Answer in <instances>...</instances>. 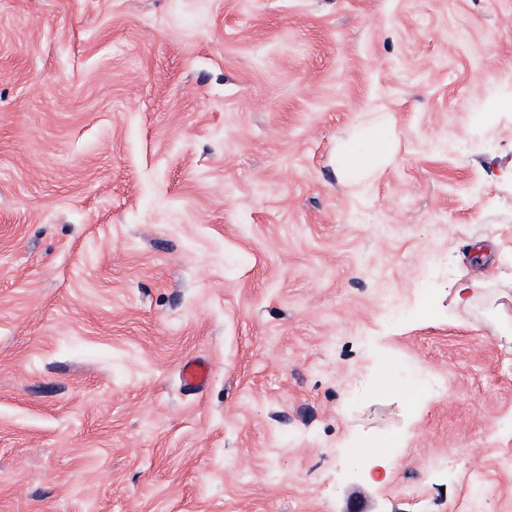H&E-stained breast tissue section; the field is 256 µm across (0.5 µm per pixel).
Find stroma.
<instances>
[{
	"instance_id": "35a3bbf8",
	"label": "stroma",
	"mask_w": 512,
	"mask_h": 512,
	"mask_svg": "<svg viewBox=\"0 0 512 512\" xmlns=\"http://www.w3.org/2000/svg\"><path fill=\"white\" fill-rule=\"evenodd\" d=\"M501 101L512 0H0V512H512ZM181 376L185 385L201 387L208 379L209 369L204 361H191L182 366Z\"/></svg>"
}]
</instances>
